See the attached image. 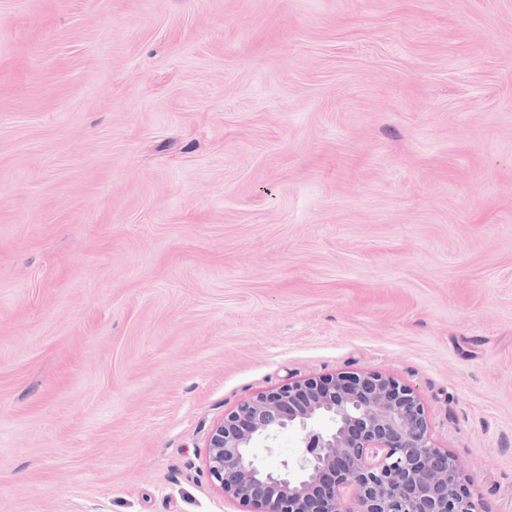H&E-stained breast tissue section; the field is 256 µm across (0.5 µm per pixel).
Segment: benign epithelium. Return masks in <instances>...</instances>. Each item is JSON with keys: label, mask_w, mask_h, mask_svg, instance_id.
Masks as SVG:
<instances>
[{"label": "benign epithelium", "mask_w": 512, "mask_h": 512, "mask_svg": "<svg viewBox=\"0 0 512 512\" xmlns=\"http://www.w3.org/2000/svg\"><path fill=\"white\" fill-rule=\"evenodd\" d=\"M301 434L294 466L253 448ZM209 480L238 512H478L419 396L381 373L339 372L260 392L211 429Z\"/></svg>", "instance_id": "benign-epithelium-1"}]
</instances>
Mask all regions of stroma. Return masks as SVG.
Returning a JSON list of instances; mask_svg holds the SVG:
<instances>
[{"instance_id": "obj_1", "label": "stroma", "mask_w": 512, "mask_h": 512, "mask_svg": "<svg viewBox=\"0 0 512 512\" xmlns=\"http://www.w3.org/2000/svg\"><path fill=\"white\" fill-rule=\"evenodd\" d=\"M342 371L512 512V0H0V512H235Z\"/></svg>"}]
</instances>
